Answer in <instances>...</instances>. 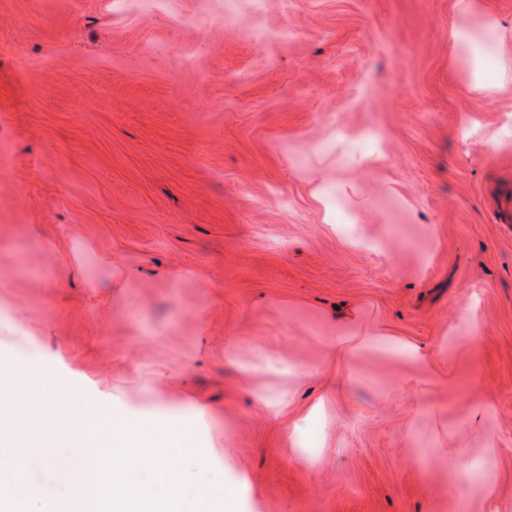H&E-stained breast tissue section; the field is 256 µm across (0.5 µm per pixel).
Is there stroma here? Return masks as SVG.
<instances>
[{"instance_id":"stroma-1","label":"stroma","mask_w":512,"mask_h":512,"mask_svg":"<svg viewBox=\"0 0 512 512\" xmlns=\"http://www.w3.org/2000/svg\"><path fill=\"white\" fill-rule=\"evenodd\" d=\"M479 4L0 0V364L183 427V512H512V0Z\"/></svg>"}]
</instances>
